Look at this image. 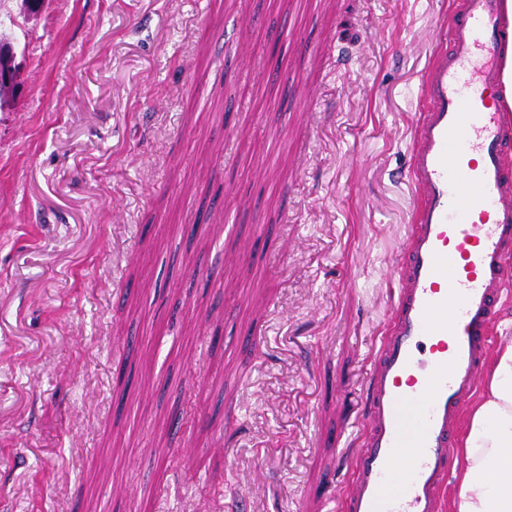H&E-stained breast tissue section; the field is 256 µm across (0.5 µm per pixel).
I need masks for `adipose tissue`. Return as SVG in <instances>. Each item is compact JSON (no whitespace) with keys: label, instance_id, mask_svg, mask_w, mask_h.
<instances>
[{"label":"adipose tissue","instance_id":"ef3b65f1","mask_svg":"<svg viewBox=\"0 0 512 512\" xmlns=\"http://www.w3.org/2000/svg\"><path fill=\"white\" fill-rule=\"evenodd\" d=\"M454 512H512V343L493 358L461 449Z\"/></svg>","mask_w":512,"mask_h":512}]
</instances>
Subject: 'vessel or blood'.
<instances>
[{
	"instance_id": "vessel-or-blood-1",
	"label": "vessel or blood",
	"mask_w": 512,
	"mask_h": 512,
	"mask_svg": "<svg viewBox=\"0 0 512 512\" xmlns=\"http://www.w3.org/2000/svg\"><path fill=\"white\" fill-rule=\"evenodd\" d=\"M424 74L408 180L419 202L337 512H444L463 404L512 292L506 0H457Z\"/></svg>"
}]
</instances>
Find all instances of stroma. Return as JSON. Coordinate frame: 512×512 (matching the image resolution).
<instances>
[{"mask_svg": "<svg viewBox=\"0 0 512 512\" xmlns=\"http://www.w3.org/2000/svg\"><path fill=\"white\" fill-rule=\"evenodd\" d=\"M455 2L42 0L0 109V512H332Z\"/></svg>", "mask_w": 512, "mask_h": 512, "instance_id": "stroma-1", "label": "stroma"}]
</instances>
